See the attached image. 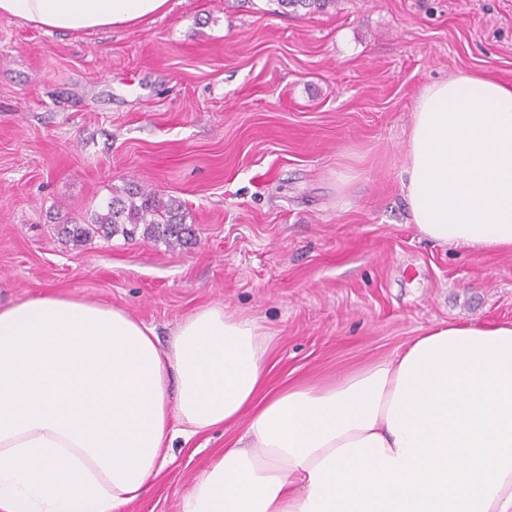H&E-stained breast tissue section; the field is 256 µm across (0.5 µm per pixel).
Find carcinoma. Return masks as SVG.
<instances>
[{
    "label": "carcinoma",
    "instance_id": "1",
    "mask_svg": "<svg viewBox=\"0 0 512 512\" xmlns=\"http://www.w3.org/2000/svg\"><path fill=\"white\" fill-rule=\"evenodd\" d=\"M284 10L320 12L336 6V0H276ZM187 212L181 201L164 197L154 189L127 182L112 189V196L84 220H70L59 225L65 238L85 243L94 237L111 239L120 234L133 239L142 237L159 240L168 245L179 244L188 233Z\"/></svg>",
    "mask_w": 512,
    "mask_h": 512
}]
</instances>
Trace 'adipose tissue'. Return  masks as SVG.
<instances>
[{"label": "adipose tissue", "mask_w": 512, "mask_h": 512, "mask_svg": "<svg viewBox=\"0 0 512 512\" xmlns=\"http://www.w3.org/2000/svg\"><path fill=\"white\" fill-rule=\"evenodd\" d=\"M168 0H0L46 30L165 14ZM400 188L442 246L512 251V85L423 89ZM267 335L220 305L160 349L125 309L42 294L0 307V512H122L174 438L246 420L180 512H512V323L429 329L331 382L270 392Z\"/></svg>", "instance_id": "ef3b65f1"}]
</instances>
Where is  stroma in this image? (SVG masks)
<instances>
[{
    "label": "stroma",
    "instance_id": "stroma-1",
    "mask_svg": "<svg viewBox=\"0 0 512 512\" xmlns=\"http://www.w3.org/2000/svg\"><path fill=\"white\" fill-rule=\"evenodd\" d=\"M169 5L68 33L0 16V306L112 304L164 342L219 304L269 334L275 388L340 377L437 325L512 323V252L421 238L400 190L426 86L472 71L512 85V0ZM129 180L182 201L188 243L58 235ZM244 430L175 440L123 512H180Z\"/></svg>",
    "mask_w": 512,
    "mask_h": 512
}]
</instances>
